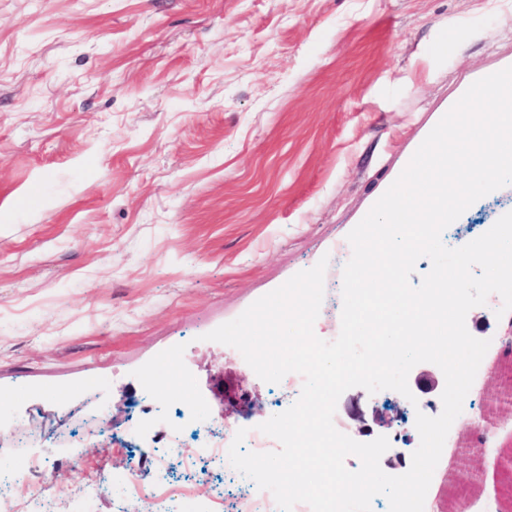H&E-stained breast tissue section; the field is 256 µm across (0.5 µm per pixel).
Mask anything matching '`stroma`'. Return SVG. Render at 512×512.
<instances>
[{
    "label": "stroma",
    "mask_w": 512,
    "mask_h": 512,
    "mask_svg": "<svg viewBox=\"0 0 512 512\" xmlns=\"http://www.w3.org/2000/svg\"><path fill=\"white\" fill-rule=\"evenodd\" d=\"M509 60L512 0H0V438L45 459L61 512H144L125 493L135 452L144 484L160 455L192 483L166 443L180 401L149 376L186 379L218 426L275 414V384L206 333L323 258L325 289H341L337 242L458 88ZM510 211L512 185L445 233L465 243ZM496 312L466 316L490 346L429 512L458 494L512 512V423L488 422L512 363ZM229 388L247 402L229 406ZM382 397L404 418L373 434L411 464L440 392L354 387L334 426L358 438ZM192 485L174 512L219 496L240 512L251 492L218 468Z\"/></svg>",
    "instance_id": "stroma-1"
}]
</instances>
